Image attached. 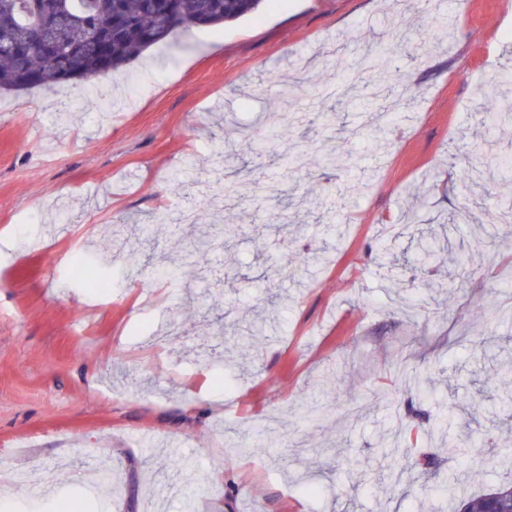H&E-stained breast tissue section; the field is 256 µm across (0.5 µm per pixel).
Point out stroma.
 Returning <instances> with one entry per match:
<instances>
[{
    "mask_svg": "<svg viewBox=\"0 0 512 512\" xmlns=\"http://www.w3.org/2000/svg\"><path fill=\"white\" fill-rule=\"evenodd\" d=\"M406 30L430 35L420 62L403 53ZM378 49L408 103L354 137L392 101L371 86L345 94ZM510 67L512 0H266L128 63L114 75L122 110L81 81L52 110L47 90L1 91L0 512L78 500L97 512H437L443 480L467 496L512 482L497 462L512 449V383L492 376L512 361V317L494 314L512 308V279L494 276L512 224L441 294L402 228L462 207L475 89ZM286 105L301 118L293 136L226 147L229 130ZM228 179L241 184L224 211L231 246L205 273L158 276L190 247L179 214ZM268 181L292 208L265 195ZM127 223L156 246L134 278L112 234ZM79 253L111 273L110 290L73 277ZM257 314L261 343L220 361L212 324ZM477 325L495 336L482 361L458 343ZM415 370L438 386L430 418L443 401L481 402L461 420L482 441L467 461L420 445L390 471L383 439L412 422ZM257 425L276 429L273 445L234 453ZM431 455L439 469L421 474Z\"/></svg>",
    "mask_w": 512,
    "mask_h": 512,
    "instance_id": "stroma-1",
    "label": "stroma"
}]
</instances>
